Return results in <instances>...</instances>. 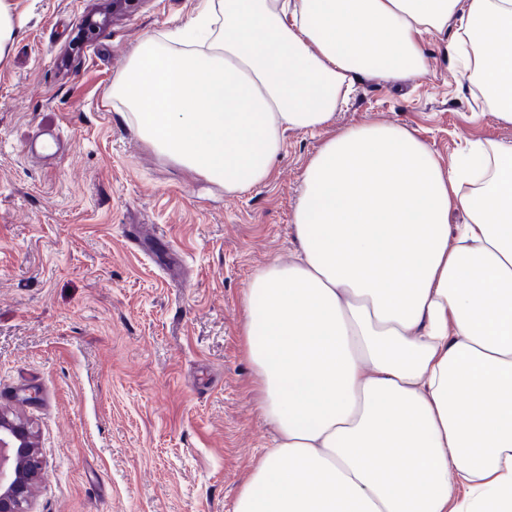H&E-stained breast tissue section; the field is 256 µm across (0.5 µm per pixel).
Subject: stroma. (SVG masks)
Segmentation results:
<instances>
[{"label":"stroma","instance_id":"1","mask_svg":"<svg viewBox=\"0 0 512 512\" xmlns=\"http://www.w3.org/2000/svg\"><path fill=\"white\" fill-rule=\"evenodd\" d=\"M0 63V414L29 424L46 463L30 512H233L243 464L273 441L243 351L252 276L296 249L301 173L323 132L294 130L270 181L225 192L159 156L112 97L145 36L165 39L201 0H13ZM430 70L356 85L336 127H405L442 158L512 125ZM63 134L50 160L29 153ZM19 30L12 0L0 1V62L6 59Z\"/></svg>","mask_w":512,"mask_h":512}]
</instances>
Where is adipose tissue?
<instances>
[{
  "mask_svg": "<svg viewBox=\"0 0 512 512\" xmlns=\"http://www.w3.org/2000/svg\"><path fill=\"white\" fill-rule=\"evenodd\" d=\"M427 34L512 125V0H206L112 84L157 154L229 193L271 178L286 131L330 132L293 260L245 293L275 441L233 512H512V143L445 164L403 127L331 128L356 83L426 74Z\"/></svg>",
  "mask_w": 512,
  "mask_h": 512,
  "instance_id": "adipose-tissue-1",
  "label": "adipose tissue"
}]
</instances>
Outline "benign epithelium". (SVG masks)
<instances>
[{
    "label": "benign epithelium",
    "instance_id": "1",
    "mask_svg": "<svg viewBox=\"0 0 512 512\" xmlns=\"http://www.w3.org/2000/svg\"><path fill=\"white\" fill-rule=\"evenodd\" d=\"M30 469H44L28 425L0 415V512H26Z\"/></svg>",
    "mask_w": 512,
    "mask_h": 512
}]
</instances>
